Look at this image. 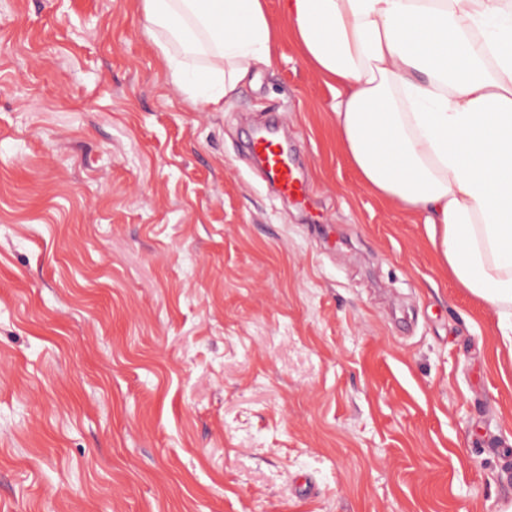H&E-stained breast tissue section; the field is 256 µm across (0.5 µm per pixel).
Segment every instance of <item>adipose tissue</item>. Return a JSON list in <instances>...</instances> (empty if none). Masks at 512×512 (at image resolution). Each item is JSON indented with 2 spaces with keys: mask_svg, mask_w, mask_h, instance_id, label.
Listing matches in <instances>:
<instances>
[{
  "mask_svg": "<svg viewBox=\"0 0 512 512\" xmlns=\"http://www.w3.org/2000/svg\"><path fill=\"white\" fill-rule=\"evenodd\" d=\"M167 77L222 110L270 63L265 0H142ZM363 180L422 215L512 345V0H283Z\"/></svg>",
  "mask_w": 512,
  "mask_h": 512,
  "instance_id": "1",
  "label": "adipose tissue"
}]
</instances>
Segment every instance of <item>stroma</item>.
Wrapping results in <instances>:
<instances>
[{"label":"stroma","instance_id":"1","mask_svg":"<svg viewBox=\"0 0 512 512\" xmlns=\"http://www.w3.org/2000/svg\"><path fill=\"white\" fill-rule=\"evenodd\" d=\"M276 60L208 112L141 0H0V512H501L512 348ZM276 114L315 192L242 154Z\"/></svg>","mask_w":512,"mask_h":512}]
</instances>
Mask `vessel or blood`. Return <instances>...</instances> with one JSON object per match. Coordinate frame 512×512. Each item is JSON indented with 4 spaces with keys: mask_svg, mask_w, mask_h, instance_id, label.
<instances>
[{
    "mask_svg": "<svg viewBox=\"0 0 512 512\" xmlns=\"http://www.w3.org/2000/svg\"><path fill=\"white\" fill-rule=\"evenodd\" d=\"M247 150L258 161L266 180L279 196L302 206L311 201L313 190L310 184L301 179L294 160L282 152L274 138L263 139L250 134Z\"/></svg>",
    "mask_w": 512,
    "mask_h": 512,
    "instance_id": "1",
    "label": "vessel or blood"
}]
</instances>
